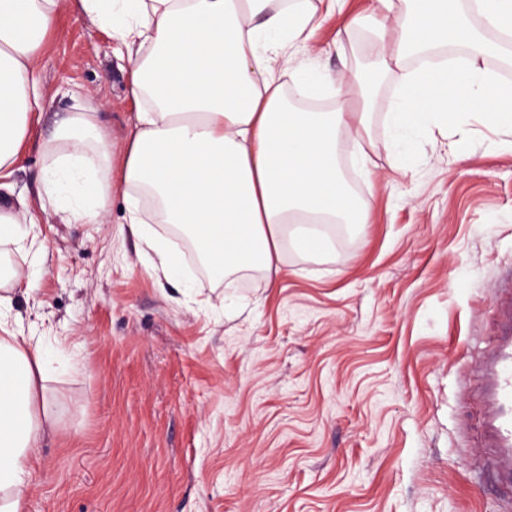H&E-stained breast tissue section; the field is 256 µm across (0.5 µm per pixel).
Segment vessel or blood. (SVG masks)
Listing matches in <instances>:
<instances>
[{
    "label": "vessel or blood",
    "instance_id": "b4317fda",
    "mask_svg": "<svg viewBox=\"0 0 512 512\" xmlns=\"http://www.w3.org/2000/svg\"><path fill=\"white\" fill-rule=\"evenodd\" d=\"M493 307L499 333L488 346L484 367L489 410L481 420L484 441L499 469L512 472V295L497 296Z\"/></svg>",
    "mask_w": 512,
    "mask_h": 512
}]
</instances>
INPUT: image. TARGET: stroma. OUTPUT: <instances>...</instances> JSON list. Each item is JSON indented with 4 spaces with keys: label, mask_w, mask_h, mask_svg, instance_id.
I'll list each match as a JSON object with an SVG mask.
<instances>
[{
    "label": "stroma",
    "mask_w": 512,
    "mask_h": 512,
    "mask_svg": "<svg viewBox=\"0 0 512 512\" xmlns=\"http://www.w3.org/2000/svg\"><path fill=\"white\" fill-rule=\"evenodd\" d=\"M386 38L332 17L313 45L349 89ZM44 97L13 167L33 242L0 262L35 274L18 328L50 359L59 419L25 512H512L487 476L478 365L512 273V126L434 133L411 170L384 147L398 71L382 75L373 164L340 163L365 208L333 252L286 248L272 284L188 275L158 286L113 182L98 224L46 200L44 141L95 110L121 164L137 103L106 30L62 0L39 60Z\"/></svg>",
    "instance_id": "1"
}]
</instances>
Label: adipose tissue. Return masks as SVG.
Wrapping results in <instances>:
<instances>
[{"mask_svg": "<svg viewBox=\"0 0 512 512\" xmlns=\"http://www.w3.org/2000/svg\"><path fill=\"white\" fill-rule=\"evenodd\" d=\"M382 12L354 16L350 27L393 29L382 69L401 68L388 113L385 147L395 167L412 165L433 130L466 133L479 123H512V82L476 60L491 48L448 0H380ZM347 0H71L82 16L125 48L129 93L139 109L122 164L97 113L69 115L45 142V197L68 224H97L111 179L128 191L130 229L149 240L154 269L182 285L178 258L152 240L137 217L136 190L159 199L156 224H180L215 272H279L283 241L307 255L331 242L316 225L360 224L358 197L338 162L341 135L370 141L375 77L356 76L353 102L316 65L310 41L320 16H343ZM58 0H0V192L41 108L38 59ZM472 45L463 64L404 66L410 49L445 42ZM327 98V112L290 106ZM151 222V223H152ZM21 278L0 267V512H23L41 442L57 429L41 351L25 348L15 324Z\"/></svg>", "mask_w": 512, "mask_h": 512, "instance_id": "1", "label": "adipose tissue"}]
</instances>
